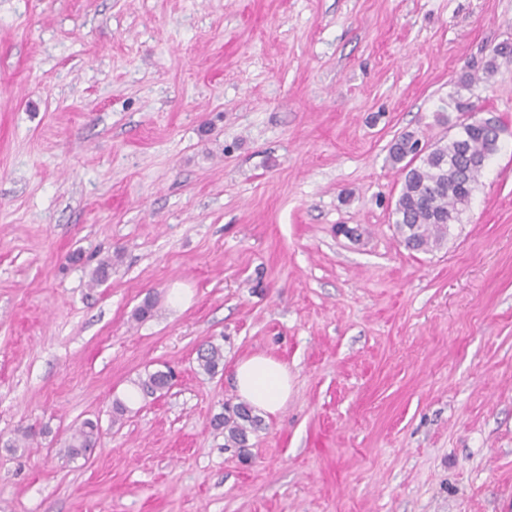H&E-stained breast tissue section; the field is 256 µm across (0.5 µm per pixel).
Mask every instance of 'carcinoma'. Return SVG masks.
<instances>
[{
    "instance_id": "carcinoma-1",
    "label": "carcinoma",
    "mask_w": 512,
    "mask_h": 512,
    "mask_svg": "<svg viewBox=\"0 0 512 512\" xmlns=\"http://www.w3.org/2000/svg\"><path fill=\"white\" fill-rule=\"evenodd\" d=\"M475 79H462L452 99L458 112H477L472 101ZM504 123L490 117L463 128V135L424 154L419 140L410 133L401 135L389 149L393 163L401 165L402 188L395 201V226L405 246L413 251H429L441 245L448 225L459 221L469 205L477 177L486 161L498 151L499 133ZM198 365L214 375L224 363L222 346L210 343L198 350ZM169 370H155L139 377L134 386L145 396L162 394L172 385ZM216 427L224 429V447L245 448L249 434L261 428V419L244 403L224 407ZM99 422L86 419L76 426L64 443V458L76 460L94 448Z\"/></svg>"
}]
</instances>
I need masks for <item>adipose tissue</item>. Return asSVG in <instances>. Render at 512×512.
Here are the masks:
<instances>
[{
  "instance_id": "obj_1",
  "label": "adipose tissue",
  "mask_w": 512,
  "mask_h": 512,
  "mask_svg": "<svg viewBox=\"0 0 512 512\" xmlns=\"http://www.w3.org/2000/svg\"><path fill=\"white\" fill-rule=\"evenodd\" d=\"M235 388L241 401L255 412L273 415L288 402V368L265 355L240 360L235 368Z\"/></svg>"
}]
</instances>
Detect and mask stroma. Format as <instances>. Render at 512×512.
I'll list each match as a JSON object with an SVG mask.
<instances>
[{"label":"stroma","mask_w":512,"mask_h":512,"mask_svg":"<svg viewBox=\"0 0 512 512\" xmlns=\"http://www.w3.org/2000/svg\"><path fill=\"white\" fill-rule=\"evenodd\" d=\"M503 43L512 0H0V439L34 434L0 447V512H512ZM465 74L505 130L411 251L389 147L447 142ZM254 354L291 394L228 448ZM198 365L203 372L214 375L218 372L220 365L224 363V350L221 345L210 343L202 347L197 353ZM173 374L170 370H155L140 376L133 384L145 396L160 395L172 385ZM98 420L86 419L76 426L68 439L64 443V458L67 461H73L94 448L99 435Z\"/></svg>","instance_id":"1"}]
</instances>
